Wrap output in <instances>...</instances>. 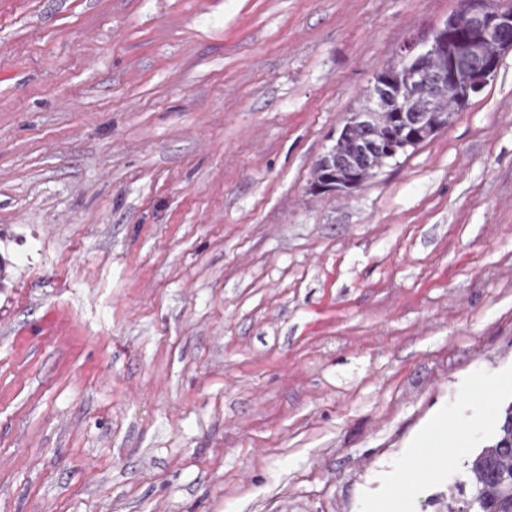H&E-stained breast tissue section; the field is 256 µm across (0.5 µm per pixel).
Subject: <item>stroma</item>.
<instances>
[{
    "label": "stroma",
    "instance_id": "1",
    "mask_svg": "<svg viewBox=\"0 0 512 512\" xmlns=\"http://www.w3.org/2000/svg\"><path fill=\"white\" fill-rule=\"evenodd\" d=\"M459 6L0 0V512H446L512 404V50L360 188L309 184ZM444 411L470 438L414 478Z\"/></svg>",
    "mask_w": 512,
    "mask_h": 512
}]
</instances>
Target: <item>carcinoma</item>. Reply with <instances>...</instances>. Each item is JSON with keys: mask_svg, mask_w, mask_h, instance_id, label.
<instances>
[{"mask_svg": "<svg viewBox=\"0 0 512 512\" xmlns=\"http://www.w3.org/2000/svg\"><path fill=\"white\" fill-rule=\"evenodd\" d=\"M448 512H512V406L493 443L466 464V480L450 490Z\"/></svg>", "mask_w": 512, "mask_h": 512, "instance_id": "cac0c4a2", "label": "carcinoma"}]
</instances>
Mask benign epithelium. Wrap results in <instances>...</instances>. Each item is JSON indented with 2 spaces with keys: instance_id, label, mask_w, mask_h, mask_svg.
I'll list each match as a JSON object with an SVG mask.
<instances>
[{
  "instance_id": "benign-epithelium-1",
  "label": "benign epithelium",
  "mask_w": 512,
  "mask_h": 512,
  "mask_svg": "<svg viewBox=\"0 0 512 512\" xmlns=\"http://www.w3.org/2000/svg\"><path fill=\"white\" fill-rule=\"evenodd\" d=\"M492 44L498 51L476 57L467 72V92L478 93L496 72L501 51L512 48V11L486 0H472L463 13L448 17L424 49H405L401 62L411 64L417 78L395 83L389 71L376 73L365 107L352 113L322 158V180H314L316 193L351 192L364 182L358 174L370 153L385 163L414 149L448 128V113L429 104L431 92L453 93L461 56Z\"/></svg>"
}]
</instances>
